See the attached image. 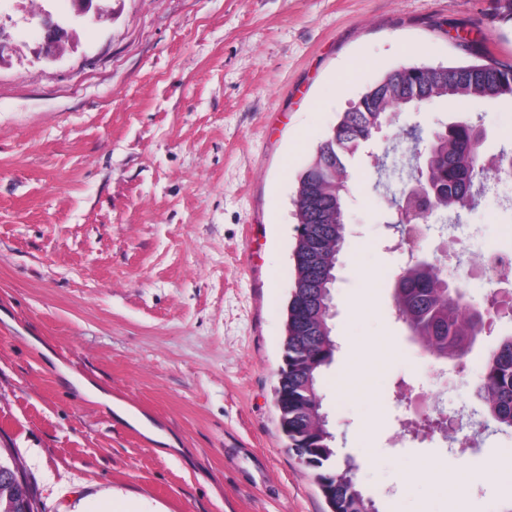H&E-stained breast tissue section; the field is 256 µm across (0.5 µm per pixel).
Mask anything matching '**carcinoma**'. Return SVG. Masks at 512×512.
<instances>
[{
  "label": "carcinoma",
  "mask_w": 512,
  "mask_h": 512,
  "mask_svg": "<svg viewBox=\"0 0 512 512\" xmlns=\"http://www.w3.org/2000/svg\"><path fill=\"white\" fill-rule=\"evenodd\" d=\"M478 90L492 98H512V64L488 56L478 66H447L432 80L421 77L420 68L413 66L389 72L341 115L332 135L300 175L294 206L304 224L297 226L301 241L295 243L297 259L292 261L300 301L288 303L290 330L278 373L277 407L280 418L288 420V448L314 472L331 512H378L352 470L338 464L334 434L321 432L317 423L325 415V371L338 349L332 323L333 289L346 239L350 163L373 140L375 127L390 107L433 99L470 107L478 100ZM481 145L478 126L458 121L441 131L424 154L415 148L409 157L410 175L421 168L433 181L436 212L450 227L460 223L462 212L479 203L488 179L512 175V148L504 147L486 158ZM393 301L398 319L437 359L463 363L484 332L485 308L463 305L460 295L440 282L435 269L408 264L395 282ZM482 377L481 416L512 428V336L495 346ZM26 508L37 512L27 483L16 487L0 480V512Z\"/></svg>",
  "instance_id": "obj_1"
}]
</instances>
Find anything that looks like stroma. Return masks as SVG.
I'll return each instance as SVG.
<instances>
[{
    "instance_id": "1",
    "label": "stroma",
    "mask_w": 512,
    "mask_h": 512,
    "mask_svg": "<svg viewBox=\"0 0 512 512\" xmlns=\"http://www.w3.org/2000/svg\"><path fill=\"white\" fill-rule=\"evenodd\" d=\"M59 58L0 0V452L39 512H329L276 404L293 286V199L340 116L401 66L492 53L512 62L493 0H105ZM468 39L463 52L459 39ZM476 122L512 144V99L397 112L350 165L352 234L334 292L339 349L326 405L339 459L378 512H507L512 429L474 446L405 432L402 386L431 414L471 408L495 322L432 377L392 298L409 260L394 225L408 143ZM512 185L489 181L462 221L512 249ZM101 392L86 397L81 382ZM483 469L461 477L470 460ZM459 481L455 496L441 494Z\"/></svg>"
}]
</instances>
